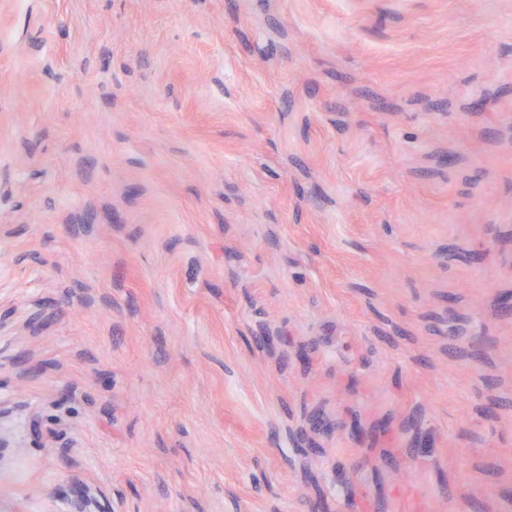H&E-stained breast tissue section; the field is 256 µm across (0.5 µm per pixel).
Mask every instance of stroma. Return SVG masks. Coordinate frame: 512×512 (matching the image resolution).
<instances>
[{
    "label": "stroma",
    "mask_w": 512,
    "mask_h": 512,
    "mask_svg": "<svg viewBox=\"0 0 512 512\" xmlns=\"http://www.w3.org/2000/svg\"><path fill=\"white\" fill-rule=\"evenodd\" d=\"M504 294L512 0H0V512H512Z\"/></svg>",
    "instance_id": "stroma-1"
}]
</instances>
